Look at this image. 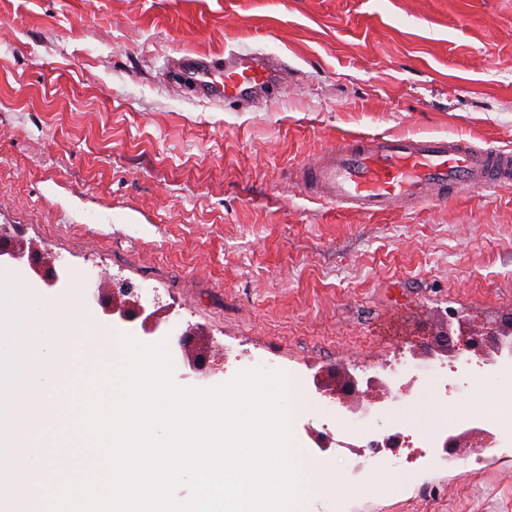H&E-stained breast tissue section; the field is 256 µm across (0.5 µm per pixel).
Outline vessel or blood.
<instances>
[{"mask_svg": "<svg viewBox=\"0 0 512 512\" xmlns=\"http://www.w3.org/2000/svg\"><path fill=\"white\" fill-rule=\"evenodd\" d=\"M191 79L219 102L250 106L282 83L277 63L236 55L195 58ZM307 196L361 214L406 211L468 191L512 184V150L462 136H360L335 143L302 165Z\"/></svg>", "mask_w": 512, "mask_h": 512, "instance_id": "b4317fda", "label": "vessel or blood"}]
</instances>
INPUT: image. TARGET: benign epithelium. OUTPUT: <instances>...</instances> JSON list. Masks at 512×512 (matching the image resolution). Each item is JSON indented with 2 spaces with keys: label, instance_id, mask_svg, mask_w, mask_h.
I'll return each instance as SVG.
<instances>
[{
  "label": "benign epithelium",
  "instance_id": "1",
  "mask_svg": "<svg viewBox=\"0 0 512 512\" xmlns=\"http://www.w3.org/2000/svg\"><path fill=\"white\" fill-rule=\"evenodd\" d=\"M10 234L7 228L0 226V260L11 264H23L39 277L47 286L56 287L64 282V276L56 268L53 258H44L41 252L34 246H26L21 243L14 244L8 241ZM127 290L120 288L114 290L95 279H90L86 297L96 303L107 316L119 314L120 317L135 320L142 319L143 331L154 334L160 328L162 316L157 312L146 313V309L137 300L126 298ZM512 334V319L504 323L500 320L492 322H476L454 313L438 323L434 334L435 351L445 355L454 361L463 356L475 355L482 360V364L495 366L501 362L512 360V352L501 360L492 357L486 351V344L501 336ZM195 335V331L189 328L183 333L181 347L183 349V361L186 368L194 373L207 375V355L201 352L193 353L190 349L188 337ZM317 391L321 396L342 403L351 412L357 411V406L351 400L355 393V379L343 372L334 371L316 380Z\"/></svg>",
  "mask_w": 512,
  "mask_h": 512
}]
</instances>
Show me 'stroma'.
Instances as JSON below:
<instances>
[{"label": "stroma", "mask_w": 512, "mask_h": 512, "mask_svg": "<svg viewBox=\"0 0 512 512\" xmlns=\"http://www.w3.org/2000/svg\"><path fill=\"white\" fill-rule=\"evenodd\" d=\"M274 54L286 95L233 110L171 86L176 59ZM461 135L512 149V0H0V225L226 350L210 388L263 367L421 375L410 428L471 403L494 419L512 367L431 352L442 316H512V185L365 216L292 170L354 136ZM309 512H512V454L456 449Z\"/></svg>", "instance_id": "1"}]
</instances>
